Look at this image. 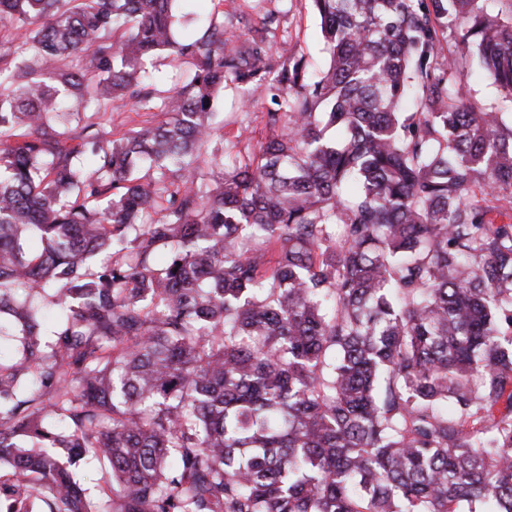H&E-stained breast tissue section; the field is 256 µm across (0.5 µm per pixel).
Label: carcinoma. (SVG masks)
<instances>
[{"mask_svg": "<svg viewBox=\"0 0 512 512\" xmlns=\"http://www.w3.org/2000/svg\"><path fill=\"white\" fill-rule=\"evenodd\" d=\"M173 2L0 0V512H512V0H312L318 75ZM154 66L148 65V70L153 73V84L160 90L173 89L180 85L192 65L185 61H171V58H166L165 55H160L154 60ZM463 94L471 100H479L487 106H493L498 100V90L488 79L473 75L463 85ZM268 107L265 86L253 84L244 88L229 84L216 105L217 130L210 141L230 157L247 159L257 151V142L265 135L262 113ZM148 118L145 112L138 111L132 105H128L121 111L112 112V138L120 137L128 129ZM108 467L94 459H85L75 469V476L87 495L94 501L102 500L101 488L107 478Z\"/></svg>", "mask_w": 512, "mask_h": 512, "instance_id": "carcinoma-1", "label": "carcinoma"}]
</instances>
